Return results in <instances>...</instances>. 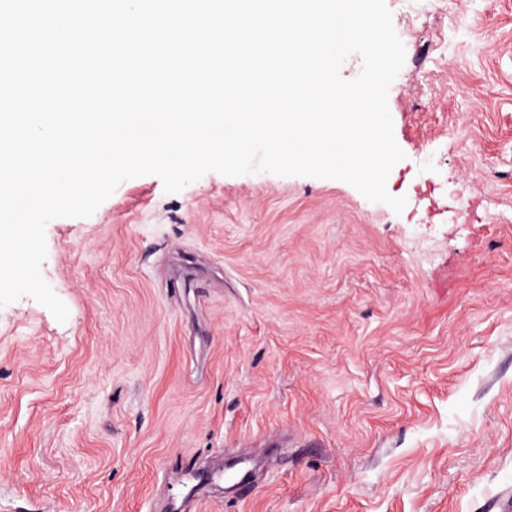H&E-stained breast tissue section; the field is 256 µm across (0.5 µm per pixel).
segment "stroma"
I'll list each match as a JSON object with an SVG mask.
<instances>
[{
    "mask_svg": "<svg viewBox=\"0 0 512 512\" xmlns=\"http://www.w3.org/2000/svg\"><path fill=\"white\" fill-rule=\"evenodd\" d=\"M402 212L146 175L0 308V512H486L512 499V0H386Z\"/></svg>",
    "mask_w": 512,
    "mask_h": 512,
    "instance_id": "1",
    "label": "stroma"
}]
</instances>
